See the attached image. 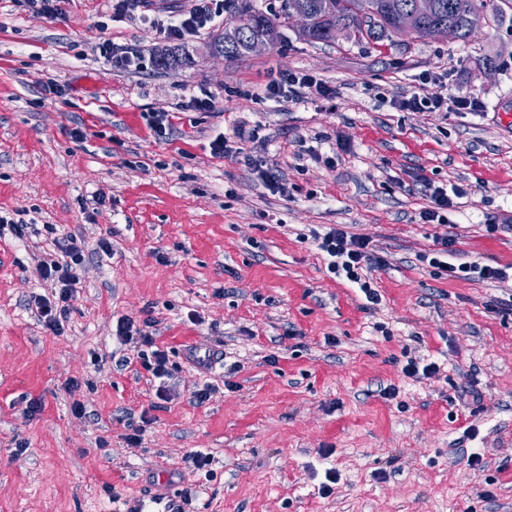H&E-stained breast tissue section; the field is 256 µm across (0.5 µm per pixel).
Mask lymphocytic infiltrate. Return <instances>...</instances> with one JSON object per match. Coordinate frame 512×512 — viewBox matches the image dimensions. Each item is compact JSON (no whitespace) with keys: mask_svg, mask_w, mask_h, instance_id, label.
Masks as SVG:
<instances>
[{"mask_svg":"<svg viewBox=\"0 0 512 512\" xmlns=\"http://www.w3.org/2000/svg\"><path fill=\"white\" fill-rule=\"evenodd\" d=\"M214 2L215 0H193L188 11L169 21L165 28L167 35L172 39L182 40L209 28L220 16ZM266 91L269 99L274 101L283 97L300 100L311 95L327 97L331 94L330 87L315 76L287 72L270 76ZM398 107L402 110L423 109L430 112H479L483 109V103L474 94L457 91L414 95L399 101ZM0 224L11 225L15 236L19 238L41 231L53 236L56 252L41 259L39 271L43 280L52 282L57 294L51 300L35 297L34 304L43 327L52 334H61L70 313V301L77 284L75 271L85 260L82 243L72 236L56 237L54 225L48 224L40 228L33 221L16 218L8 213H0ZM314 240L318 249L328 258L329 273L345 277L357 284L367 303H379L380 295L373 285L371 273L375 268L381 267L382 261L375 256L369 237L348 232L341 227H331L326 232L315 234ZM454 243L452 235L436 237V247L428 259L429 265L455 278H477L495 283L512 281V264L492 265L475 261L453 264L452 259L456 255ZM115 335L122 344L136 350L143 366L152 371L155 377H167V352L157 348L153 336L145 329L137 327L134 320L119 318Z\"/></svg>","mask_w":512,"mask_h":512,"instance_id":"obj_1","label":"lymphocytic infiltrate"}]
</instances>
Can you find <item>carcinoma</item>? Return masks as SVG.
Returning <instances> with one entry per match:
<instances>
[{
	"label": "carcinoma",
	"instance_id": "obj_1",
	"mask_svg": "<svg viewBox=\"0 0 512 512\" xmlns=\"http://www.w3.org/2000/svg\"><path fill=\"white\" fill-rule=\"evenodd\" d=\"M313 7L310 15L309 41L330 43L336 40V29L348 31V38L360 45L381 46L384 42H404L419 38L415 33L400 29L386 8L387 0H332L333 11L329 14L318 9L321 0H302ZM441 9L430 22L455 21L461 29V41L467 43L482 28L487 12L502 15V9L494 0H438ZM288 3L285 0L278 12L261 11L251 7L248 0L232 4L240 15L236 23L224 25V57L236 59L246 56L242 42L236 35H258L275 32L281 37L280 28L289 19Z\"/></svg>",
	"mask_w": 512,
	"mask_h": 512
}]
</instances>
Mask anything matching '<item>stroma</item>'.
Listing matches in <instances>:
<instances>
[{"label":"stroma","mask_w":512,"mask_h":512,"mask_svg":"<svg viewBox=\"0 0 512 512\" xmlns=\"http://www.w3.org/2000/svg\"><path fill=\"white\" fill-rule=\"evenodd\" d=\"M191 4L145 0L116 15L111 0H64L48 18L0 0V210L55 225L86 255L56 336L31 306L51 293L38 271L50 237L0 229V512H113V496L138 493L160 464L184 470L196 448L213 473H187L191 512H512V285L423 259L449 233L460 260L512 263V0L467 43H312L292 22L273 48L238 59L210 46L231 8L179 42L143 21ZM105 41L138 50L141 68L113 69ZM174 46L189 63L157 67ZM278 71L311 73L332 95L272 101ZM443 85L483 111L395 106ZM203 90L212 108L186 109ZM148 112L168 113V137ZM242 122L257 141H238ZM217 131L232 147L221 158ZM261 163L286 193L262 181ZM429 184L462 191L448 226L421 219ZM336 224L384 259L379 304L328 272L313 234ZM123 316L154 319L167 399L114 339ZM189 345L217 352L208 371ZM411 358L437 373L405 377ZM207 381L218 390L197 402ZM466 388L480 400L462 401Z\"/></svg>","instance_id":"35a3bbf8"}]
</instances>
